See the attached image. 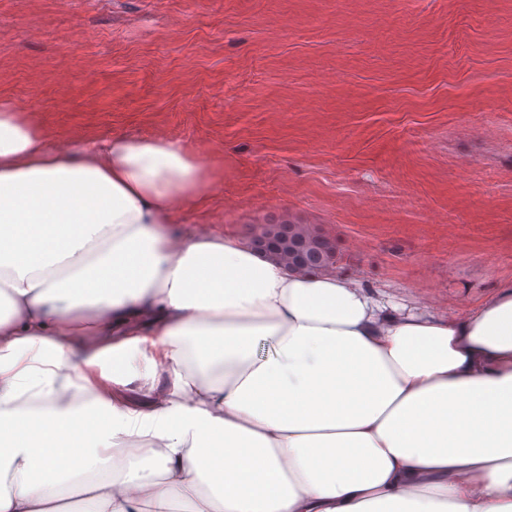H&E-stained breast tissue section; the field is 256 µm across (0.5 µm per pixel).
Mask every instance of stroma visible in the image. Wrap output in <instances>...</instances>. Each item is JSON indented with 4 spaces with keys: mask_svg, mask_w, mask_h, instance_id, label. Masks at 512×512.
Segmentation results:
<instances>
[{
    "mask_svg": "<svg viewBox=\"0 0 512 512\" xmlns=\"http://www.w3.org/2000/svg\"><path fill=\"white\" fill-rule=\"evenodd\" d=\"M0 99L178 140L219 177L189 223L308 225L438 314L512 281V0H0Z\"/></svg>",
    "mask_w": 512,
    "mask_h": 512,
    "instance_id": "1",
    "label": "stroma"
}]
</instances>
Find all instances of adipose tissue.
<instances>
[{
  "label": "adipose tissue",
  "mask_w": 512,
  "mask_h": 512,
  "mask_svg": "<svg viewBox=\"0 0 512 512\" xmlns=\"http://www.w3.org/2000/svg\"><path fill=\"white\" fill-rule=\"evenodd\" d=\"M215 188L0 100V512H512V281L445 317L177 234Z\"/></svg>",
  "instance_id": "adipose-tissue-1"
}]
</instances>
